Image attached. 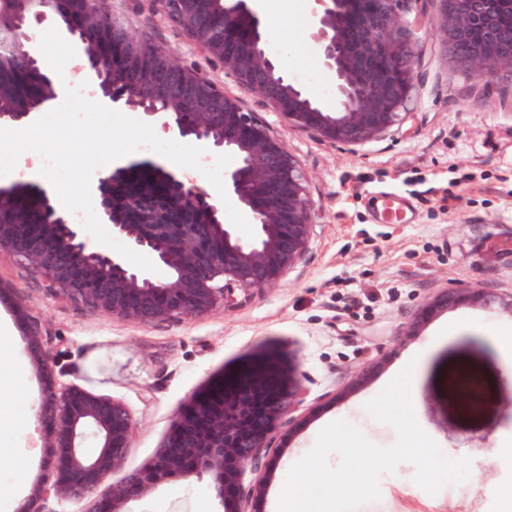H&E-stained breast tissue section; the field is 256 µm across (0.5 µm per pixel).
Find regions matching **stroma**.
<instances>
[{
    "mask_svg": "<svg viewBox=\"0 0 512 512\" xmlns=\"http://www.w3.org/2000/svg\"><path fill=\"white\" fill-rule=\"evenodd\" d=\"M130 31L150 39L179 64L206 73L244 111L286 143L306 176L314 205L313 235L302 258L277 283L235 293V303L182 321L137 323L56 297L41 275L0 253V317L20 345L29 325L53 356L57 386L71 383L121 401L136 422L122 468L125 481L163 442L179 407L211 379L257 355L298 364L304 403L283 418L268 463L246 469L244 486L263 480L265 493L247 512H278L292 466L327 424L344 420L372 443L397 434L365 410L366 402L405 367L419 398L417 423L450 460L470 458L468 480L428 494L404 461L380 478L381 497L358 512H512V363L494 341L512 334V316L463 306L429 318L408 335L416 314L443 288L512 290V85L470 78L447 59L432 24L421 32L418 77L406 116L381 137L347 147L288 125L258 95L241 88L216 61L196 51L153 0H112ZM309 0H277L292 20L290 45L274 42L281 63L310 95L326 99L328 74L309 37ZM405 197L403 222L382 212L379 195ZM25 317H18V310ZM368 371L358 381L360 371ZM480 384L463 400L453 378ZM31 357L0 376V512H24L47 476L44 440L25 397L40 400ZM206 481L170 479L129 512H217Z\"/></svg>",
    "mask_w": 512,
    "mask_h": 512,
    "instance_id": "35a3bbf8",
    "label": "stroma"
}]
</instances>
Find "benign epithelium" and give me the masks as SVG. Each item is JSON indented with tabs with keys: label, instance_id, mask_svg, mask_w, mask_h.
Masks as SVG:
<instances>
[{
	"label": "benign epithelium",
	"instance_id": "7a95c632",
	"mask_svg": "<svg viewBox=\"0 0 512 512\" xmlns=\"http://www.w3.org/2000/svg\"><path fill=\"white\" fill-rule=\"evenodd\" d=\"M0 10V58L8 56L23 91L17 111L0 109V126L26 125L65 95V85L87 83L95 100L128 109L164 134L201 147L209 157L230 153L236 166L224 173L226 193L252 214L254 235L240 239L224 220L223 206L188 177L151 162L95 173L90 181L99 218L112 235L168 269L164 282L90 243L82 225L44 191L0 188V203L19 211L0 222V252L36 268L55 295L80 301L115 318L151 323L184 320L234 305L237 290L276 283L305 253L313 233V203L306 178L288 147L239 101L208 76L172 61L156 43L134 37L112 13V0H12ZM190 43L218 60L243 88L261 96L288 125L343 146L374 140L403 120L416 82L421 52L416 32L425 0H312L310 39L331 74L336 109L309 96L270 48L256 0H213L223 21L188 11L193 0H154ZM436 27L454 61L471 78L512 82V29L495 27L491 8L503 0H433ZM62 11L67 28L81 34L86 66L79 81L61 80L32 54L35 29ZM486 26L473 43L472 27ZM138 75L128 88L121 77ZM512 315V292L467 285L443 288L408 327L420 333L426 320L461 306ZM28 348L45 378L38 423L53 454L49 475L31 494L41 501L85 499L120 469L136 423L119 400L78 384L57 388L51 353L32 324ZM305 398L302 374L259 360L195 394L176 414L163 445L126 481L97 499L92 512H127V503L150 493L163 479H211L222 512H244L243 468H258L280 419ZM97 452H84L87 439Z\"/></svg>",
	"mask_w": 512,
	"mask_h": 512
}]
</instances>
